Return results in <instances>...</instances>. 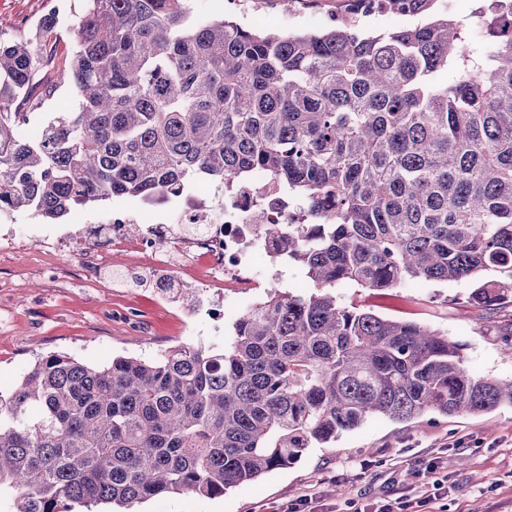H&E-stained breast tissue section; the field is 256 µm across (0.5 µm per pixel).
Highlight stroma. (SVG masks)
Returning a JSON list of instances; mask_svg holds the SVG:
<instances>
[{
    "mask_svg": "<svg viewBox=\"0 0 512 512\" xmlns=\"http://www.w3.org/2000/svg\"><path fill=\"white\" fill-rule=\"evenodd\" d=\"M59 15V55L73 45L81 0H0V35L11 38L17 23L33 32L48 10ZM358 23L361 32L396 28L388 16L355 19L352 0H293L277 11L237 15L247 28L274 33L316 32ZM44 255L34 247L0 252V390L11 389L37 358L74 357L90 365L117 356L151 359L179 344L223 347L236 308L212 325L152 287L135 286V253L110 256L97 284L82 283L72 265L63 283L36 273ZM337 304L383 318L414 321L457 342L468 372L477 377L512 378V308L484 311L468 305L464 283L415 281L374 291L341 284ZM141 315L130 326L127 313ZM443 481L445 512H512V406L479 414L430 412L408 422L375 417L336 440L308 449L286 468H276L217 497L168 495L140 504V512H285L308 495L314 512H354L396 498L415 485Z\"/></svg>",
    "mask_w": 512,
    "mask_h": 512,
    "instance_id": "obj_1",
    "label": "stroma"
}]
</instances>
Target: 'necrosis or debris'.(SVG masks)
<instances>
[{
	"instance_id": "1",
	"label": "necrosis or debris",
	"mask_w": 512,
	"mask_h": 512,
	"mask_svg": "<svg viewBox=\"0 0 512 512\" xmlns=\"http://www.w3.org/2000/svg\"><path fill=\"white\" fill-rule=\"evenodd\" d=\"M207 222H199L200 211ZM264 211L272 224H301L305 217L268 173L254 171L250 181L235 191L210 184L199 194L164 196L162 203L143 199L114 204L105 213L83 217L81 223L40 235L34 225L22 224L14 210L0 211V243L5 247H37L46 257L40 274L48 279L59 273V259L81 263L85 250L107 253L134 249L142 268L189 267L197 258L207 262L203 278L191 281L200 293L199 313L214 317L220 299L246 295L253 288H273L279 276L257 270L256 258L272 261L273 248L254 224L255 211Z\"/></svg>"
}]
</instances>
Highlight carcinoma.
<instances>
[{"mask_svg":"<svg viewBox=\"0 0 512 512\" xmlns=\"http://www.w3.org/2000/svg\"><path fill=\"white\" fill-rule=\"evenodd\" d=\"M83 2L60 71L77 109L36 140L15 126L56 92L33 95L57 15L33 38H0V208L52 224L262 168L309 223L261 210L253 223L317 291L268 293L222 348L36 360L0 393V498L14 512L220 496L374 416L512 405V380L469 374L447 336L329 292L459 282L472 306L512 307V0H488V45L472 51L439 13L375 35H280L196 21L188 0Z\"/></svg>","mask_w":512,"mask_h":512,"instance_id":"1","label":"carcinoma"}]
</instances>
